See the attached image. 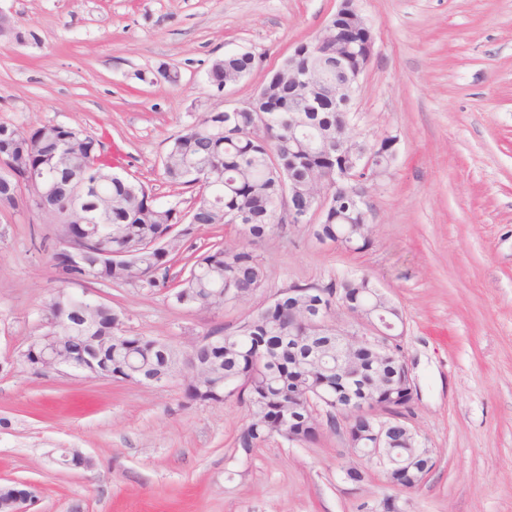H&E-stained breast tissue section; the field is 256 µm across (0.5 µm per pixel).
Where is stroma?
<instances>
[{
    "instance_id": "stroma-1",
    "label": "stroma",
    "mask_w": 512,
    "mask_h": 512,
    "mask_svg": "<svg viewBox=\"0 0 512 512\" xmlns=\"http://www.w3.org/2000/svg\"><path fill=\"white\" fill-rule=\"evenodd\" d=\"M340 0H0L25 42L0 46V123L85 129L121 155L120 174L160 202L172 137L212 107L249 101ZM375 55L350 104V133L397 138L387 177L371 187L372 243L351 252L288 225L260 248L264 283L221 309L171 305L163 292L86 285L123 311L132 336L188 348L233 333L293 284L365 272L405 320L417 386L411 427L435 466L392 492L381 469L345 482L341 432L314 443L272 438L251 456L236 439L246 408L182 407L164 386L85 375L39 376L21 354L41 309L63 285L50 255L57 224L0 212V485L27 484L28 512H362L396 496L403 512H512V0H357ZM258 64L216 90L212 63ZM176 65L177 83L160 76ZM76 450L87 469L51 454Z\"/></svg>"
}]
</instances>
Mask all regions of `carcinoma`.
I'll return each instance as SVG.
<instances>
[{
    "instance_id": "carcinoma-1",
    "label": "carcinoma",
    "mask_w": 512,
    "mask_h": 512,
    "mask_svg": "<svg viewBox=\"0 0 512 512\" xmlns=\"http://www.w3.org/2000/svg\"><path fill=\"white\" fill-rule=\"evenodd\" d=\"M316 59L293 53L278 72L261 86L258 112H205L186 125L168 145L162 158L163 176L170 186L195 192L191 219H183L176 203L160 204L144 183L112 171V157L92 171L93 188L86 198L89 210L83 239L72 244L84 257L80 266L69 264L70 256L57 252L53 266L69 284H129L148 291L160 290L173 305L221 309L229 301L242 302L261 288L264 268L257 248L284 228L279 204L288 185L303 190L312 176L336 168V155L325 153L320 142L336 139V124L343 113L336 102L324 104L316 112H300L315 89L303 91L288 83V72L305 70ZM251 58L236 55L215 60L209 82L222 87L250 72ZM305 124H288L293 117ZM256 122L265 123L266 132H251ZM12 129L11 153L14 170L24 175L39 170L49 195H32L18 200L10 187L0 182V208L47 211L59 224L76 223L74 198L69 179L92 162L95 137L69 126L59 129L49 123L23 132L0 124V131ZM234 224L246 236V243L228 247L214 241L205 247L192 244L202 226ZM309 234L320 242L338 243L359 252L370 245L364 224H309ZM184 262L187 272L171 275V267ZM357 297L365 307V318L377 327L381 319L399 320V307L386 294L377 293L368 274L332 280L324 285H294L283 291L267 307L247 316L233 334L222 330L207 333L210 346L200 351V367L205 378L184 376L181 406L221 405L234 396L246 407V422L237 438L238 449L250 455L272 437L287 443H312L324 432L321 425L303 421L306 408L315 406L336 420L342 414L349 426L360 420L351 433V446L359 452L373 442L374 424L387 421L383 413L408 416L409 384L400 365L397 348L372 346L374 362L359 377L370 400L367 410L336 409V374L312 371L288 358V344L306 349L308 329L289 315V304L301 308L321 303L324 316L336 315V298ZM86 299L63 289L52 293L42 309L44 337L58 353L67 354L72 337L83 336L82 318L94 323V346L106 344L100 355L112 380L125 382L132 367L139 369V382L150 383L159 375L171 380L181 372L183 351L166 341L146 336H128L123 329L124 313L112 308L87 312ZM391 457L416 460L410 469L408 487L424 481L423 466L432 464V451L417 435L402 439L389 448Z\"/></svg>"
}]
</instances>
